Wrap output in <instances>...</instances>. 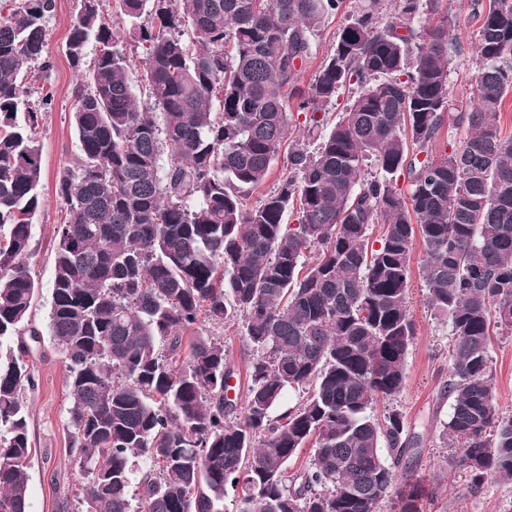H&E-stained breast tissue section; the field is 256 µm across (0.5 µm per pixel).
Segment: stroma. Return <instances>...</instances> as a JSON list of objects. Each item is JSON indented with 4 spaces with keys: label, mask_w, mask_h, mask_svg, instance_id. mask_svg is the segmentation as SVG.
<instances>
[{
    "label": "stroma",
    "mask_w": 512,
    "mask_h": 512,
    "mask_svg": "<svg viewBox=\"0 0 512 512\" xmlns=\"http://www.w3.org/2000/svg\"><path fill=\"white\" fill-rule=\"evenodd\" d=\"M54 2L52 12L45 19L46 50L53 66L44 89L50 93L52 105L42 111L40 119L43 158L40 206L33 218L34 253L29 260L31 272L38 281L31 321L42 330L43 336L39 343L33 344L27 359L34 384L25 387L23 397L30 414L29 510L80 512L79 500L86 480L71 461L68 367L59 347L44 333L51 300L57 228L67 213V205L57 194L56 185L60 174L75 167L80 157L72 118L78 78L65 54L69 30L75 20V2ZM354 6L355 0H345L342 11L326 21L313 42V57L301 72V85L311 82L323 58L329 54L347 11ZM454 7L459 14L457 36L462 51L448 75L451 119L446 122L441 138L456 145L463 139L464 130L454 117L468 109L475 94L472 49L478 25L469 17L463 0H456ZM422 259V248H415L409 307L416 323V335L406 359L403 389L393 402L421 443L413 458L402 461L396 475L419 479L425 492L422 512H512V483L490 480L479 494L469 495L468 473L452 468L446 460L441 431L451 413V402L443 389L448 379L449 328L426 301ZM491 359L496 408L501 415L512 416V335L497 338Z\"/></svg>",
    "instance_id": "35a3bbf8"
}]
</instances>
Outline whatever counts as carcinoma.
I'll return each instance as SVG.
<instances>
[{
  "label": "carcinoma",
  "mask_w": 512,
  "mask_h": 512,
  "mask_svg": "<svg viewBox=\"0 0 512 512\" xmlns=\"http://www.w3.org/2000/svg\"><path fill=\"white\" fill-rule=\"evenodd\" d=\"M343 0H76L66 55L81 146L56 191L47 330L69 372L81 512H419L395 468L421 443L388 406L416 324L410 258L450 328V466L512 482V417L498 416L490 352L512 334V0H468L479 22L465 139L433 157L462 47L452 0H359L314 78L313 40ZM54 0H0V512H28L33 384L22 335L38 285L27 265L39 208L44 58ZM138 20L133 71L120 23ZM96 47L82 70L85 49ZM351 93L337 120L327 111ZM304 115L288 175L250 205ZM408 179L407 196L397 177ZM295 216V223L284 221ZM381 235L373 237V227ZM250 352L242 417L224 338ZM295 407L274 415L288 390ZM387 403L379 417L374 405ZM307 466L291 471L303 448ZM205 325L207 329H209L213 334L224 337V341L226 342L225 345L230 350V352H232L236 364L239 366L241 370L240 378L242 379V384L240 389L238 386L239 377L232 378L230 380V384L235 386L233 387V389L229 390L227 394L228 398L234 400V402L237 404L238 411H240L244 407L243 383L245 379L246 364L248 363L250 358L241 338V333L243 331L241 320H232L224 324L223 326L220 325L218 327H215L208 323H205Z\"/></svg>",
  "instance_id": "cac0c4a2"
}]
</instances>
